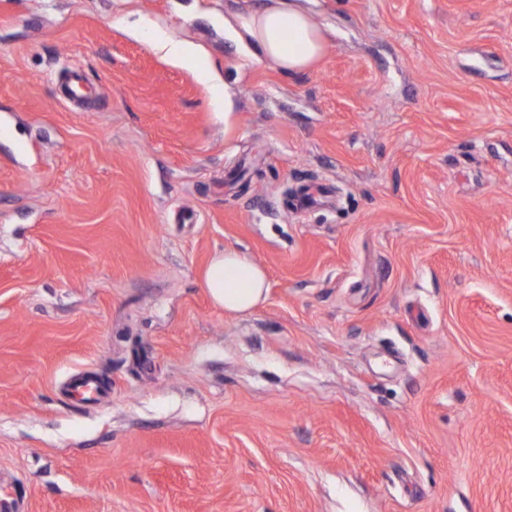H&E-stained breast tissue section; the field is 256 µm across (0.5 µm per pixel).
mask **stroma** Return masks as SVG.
I'll use <instances>...</instances> for the list:
<instances>
[{
    "instance_id": "obj_1",
    "label": "stroma",
    "mask_w": 512,
    "mask_h": 512,
    "mask_svg": "<svg viewBox=\"0 0 512 512\" xmlns=\"http://www.w3.org/2000/svg\"><path fill=\"white\" fill-rule=\"evenodd\" d=\"M262 2L0 0V499L512 512V0H302L294 76L224 31ZM224 249L250 313L201 286ZM150 45L156 53L173 59L189 58L195 53V47L191 44L172 41L160 34L151 37ZM201 285L217 307L245 314L265 300L266 272L246 253L226 249L212 256L201 274Z\"/></svg>"
}]
</instances>
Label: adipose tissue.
Here are the masks:
<instances>
[{
    "label": "adipose tissue",
    "instance_id": "1",
    "mask_svg": "<svg viewBox=\"0 0 512 512\" xmlns=\"http://www.w3.org/2000/svg\"><path fill=\"white\" fill-rule=\"evenodd\" d=\"M229 32L245 46L248 63H270L288 76L309 69L329 48L326 34L299 0H270L261 8L242 10ZM201 285L217 307L245 314L264 301L266 272L246 253L227 249L212 256Z\"/></svg>",
    "mask_w": 512,
    "mask_h": 512
}]
</instances>
